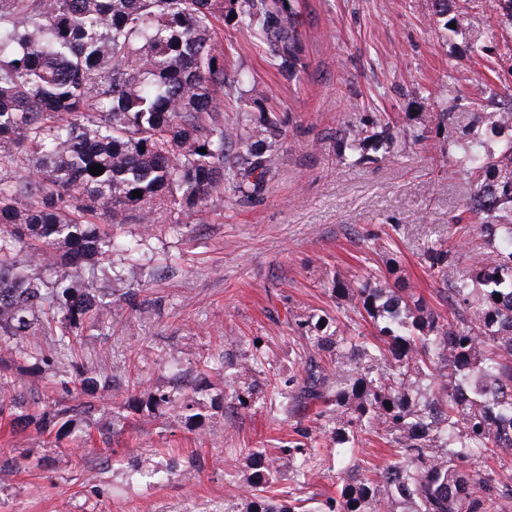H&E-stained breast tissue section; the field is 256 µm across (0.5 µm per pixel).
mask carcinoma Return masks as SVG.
<instances>
[{
	"mask_svg": "<svg viewBox=\"0 0 512 512\" xmlns=\"http://www.w3.org/2000/svg\"><path fill=\"white\" fill-rule=\"evenodd\" d=\"M452 3L433 0L434 15L459 31ZM291 12L290 0H0V169L26 172L0 179V343L50 367L74 359L85 328L112 307H137L138 289L106 301L95 269L70 274L95 255L140 256L141 241H118L101 225L132 212L152 230L164 210L198 214L226 190L243 199L262 192L283 120L261 112L226 122L233 85L217 24L233 13L248 32L274 36L272 54L292 68L296 48L283 45ZM486 124L503 135L497 149L456 158L474 186L465 212L485 215L481 246L462 273L455 244L424 254L448 313L429 308L397 262L373 280L333 279L331 294L372 330L337 319L307 337L336 373L310 354L288 379L291 399L317 407L316 426L294 430L278 455L249 452V512H307V499L276 488L277 475L286 461L306 478L332 445L340 488L320 512H512V477L474 468L512 460V106ZM396 134L390 116L374 115L348 128V149ZM94 164L104 172L90 174ZM37 332L54 338L53 353L24 349ZM56 385L70 402L28 407L0 367V388L14 391L0 418L59 441L91 421L88 398L112 395L115 380L73 363ZM196 394L178 387L148 404L128 388L123 404L149 414L174 406L193 430ZM371 433L391 447L383 466L356 456Z\"/></svg>",
	"mask_w": 512,
	"mask_h": 512,
	"instance_id": "1",
	"label": "carcinoma"
}]
</instances>
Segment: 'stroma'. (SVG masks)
Masks as SVG:
<instances>
[{
  "instance_id": "1",
  "label": "stroma",
  "mask_w": 512,
  "mask_h": 512,
  "mask_svg": "<svg viewBox=\"0 0 512 512\" xmlns=\"http://www.w3.org/2000/svg\"><path fill=\"white\" fill-rule=\"evenodd\" d=\"M461 33L437 22L431 0H298L295 33L303 48L295 73L281 69L266 39L225 18L218 41L226 80L246 73L225 117L277 112L286 136L260 195L217 196L204 219L175 210L145 234L135 219L108 225L120 240H140L151 262L112 265L145 281L142 312L115 315L106 330L86 328L85 367H103L141 399L171 388L177 370L203 389L202 424L187 429L179 411L151 416L98 402L92 433L59 447L29 429L0 425V462L17 468L0 479V512H245L248 451L277 452L309 425L286 410L267 379L287 381L310 344L305 328L337 318L360 322L327 290L336 275L362 278L397 259L418 292L439 305L422 262L447 239L452 216L472 192L457 156L473 147L465 128L496 111L512 92V18L490 0H458ZM370 113L395 116L412 132L367 150L346 152L345 131ZM260 356L256 388L225 385L216 366ZM0 361L19 374L20 391L61 399L48 373L0 345ZM253 407L235 409L234 395ZM171 467L170 480L134 479L133 470Z\"/></svg>"
}]
</instances>
